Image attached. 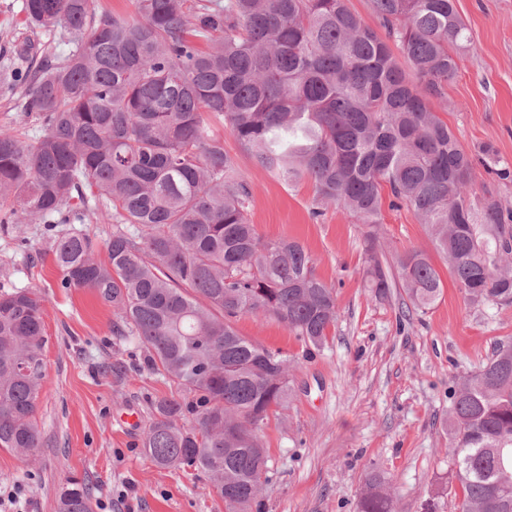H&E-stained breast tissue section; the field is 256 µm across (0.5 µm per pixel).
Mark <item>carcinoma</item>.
I'll return each instance as SVG.
<instances>
[{
    "label": "carcinoma",
    "mask_w": 512,
    "mask_h": 512,
    "mask_svg": "<svg viewBox=\"0 0 512 512\" xmlns=\"http://www.w3.org/2000/svg\"><path fill=\"white\" fill-rule=\"evenodd\" d=\"M454 2L369 0L376 30L347 0H135L137 19L98 16L93 0H24L29 24L62 28L72 49L11 76L41 133L0 130V200L12 202L0 224L105 211L107 260L72 229L56 235L57 266L181 392L152 402L147 457L203 476L225 512H250L264 492L262 433L291 397L288 357L242 336L237 318H273L320 347L337 310L306 249L251 224L252 188L211 121L279 179L312 181L314 218L333 205L366 226L375 299L400 288L418 311L442 290L426 252L388 260L387 190L427 226L471 305L512 303V214L475 179L499 160L489 144L466 150L433 108L448 105L469 41ZM45 343L39 294L0 293V448L33 460ZM445 431L457 512H512L511 341L451 392ZM56 509L93 512L92 488L69 481ZM360 512H393L381 474Z\"/></svg>",
    "instance_id": "1"
}]
</instances>
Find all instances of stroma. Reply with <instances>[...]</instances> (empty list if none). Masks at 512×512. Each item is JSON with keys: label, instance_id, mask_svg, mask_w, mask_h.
Wrapping results in <instances>:
<instances>
[{"label": "stroma", "instance_id": "stroma-1", "mask_svg": "<svg viewBox=\"0 0 512 512\" xmlns=\"http://www.w3.org/2000/svg\"><path fill=\"white\" fill-rule=\"evenodd\" d=\"M470 33L439 117L468 149L492 143L512 167V0H456ZM26 44L63 56L61 32L30 26L23 0H0V128L38 134L9 79ZM224 148L252 188L250 220L266 239L300 242L336 290L337 320L324 347L306 346L282 323L241 316L246 338L287 354L292 398L264 430L270 482L253 512H358L370 473L385 476L396 512H455L448 458V392L502 342L512 341V304L470 305L429 233L404 207L383 206L387 255L428 253L443 283L430 308L404 316L400 295L373 299L363 275V228L330 207L313 219L314 185L288 184L253 163L232 137ZM54 235L41 224H0V293L36 289L47 342L36 419V461L0 449V495L15 512H56L68 480L94 488V512H224L204 479L155 466L142 439L151 403L172 384L153 372L135 339L112 332L111 308L93 292L62 285ZM135 414V425L124 418Z\"/></svg>", "mask_w": 512, "mask_h": 512}]
</instances>
